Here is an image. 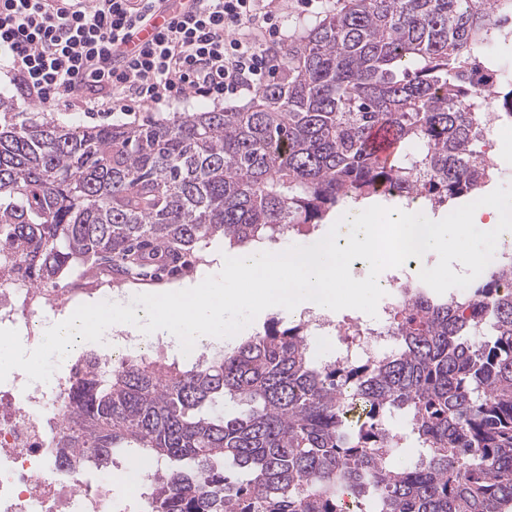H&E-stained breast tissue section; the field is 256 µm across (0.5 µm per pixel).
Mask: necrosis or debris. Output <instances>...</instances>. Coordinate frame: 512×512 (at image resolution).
Wrapping results in <instances>:
<instances>
[{
    "instance_id": "4bbe7bcc",
    "label": "necrosis or debris",
    "mask_w": 512,
    "mask_h": 512,
    "mask_svg": "<svg viewBox=\"0 0 512 512\" xmlns=\"http://www.w3.org/2000/svg\"><path fill=\"white\" fill-rule=\"evenodd\" d=\"M103 273L82 279L77 288L30 287L19 272L0 274V328H13L21 340L36 339L44 316L65 314L74 295L94 296L110 285ZM126 336H107L85 343L67 367L49 382L29 381L19 369L0 382V512H148L149 492H140L134 508L121 506L112 489V472L82 462L58 463L59 441L65 431L67 396L74 374L87 359L101 368L131 358H150L153 342L127 347ZM384 322L356 327L353 341L336 351L345 363L378 356L388 345Z\"/></svg>"
}]
</instances>
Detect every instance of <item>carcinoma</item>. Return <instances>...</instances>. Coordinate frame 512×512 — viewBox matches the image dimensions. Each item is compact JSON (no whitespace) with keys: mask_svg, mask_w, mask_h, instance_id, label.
Segmentation results:
<instances>
[{"mask_svg":"<svg viewBox=\"0 0 512 512\" xmlns=\"http://www.w3.org/2000/svg\"><path fill=\"white\" fill-rule=\"evenodd\" d=\"M506 23L512 0H344L238 109L88 125L0 97V268L23 265L34 287L104 258L129 274L133 256L153 265L217 236L309 233L384 185L433 208L476 200L498 173L487 102L512 110V84L485 81ZM509 275L409 294L388 322L399 349L345 367L315 364L304 326L278 321L193 367L90 363L60 447L103 468L127 448L155 457L151 512H512ZM411 442L417 462L396 468Z\"/></svg>","mask_w":512,"mask_h":512,"instance_id":"carcinoma-1","label":"carcinoma"}]
</instances>
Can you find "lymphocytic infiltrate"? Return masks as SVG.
<instances>
[{"instance_id":"f902f5d3","label":"lymphocytic infiltrate","mask_w":512,"mask_h":512,"mask_svg":"<svg viewBox=\"0 0 512 512\" xmlns=\"http://www.w3.org/2000/svg\"><path fill=\"white\" fill-rule=\"evenodd\" d=\"M162 5L174 21L135 44ZM287 43L278 0H0V73L44 105L234 100L264 87Z\"/></svg>"}]
</instances>
